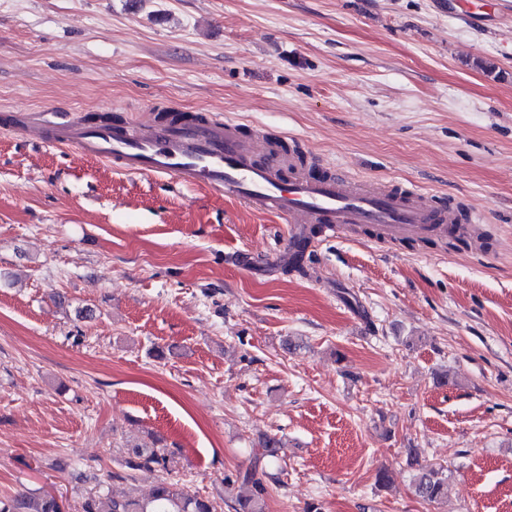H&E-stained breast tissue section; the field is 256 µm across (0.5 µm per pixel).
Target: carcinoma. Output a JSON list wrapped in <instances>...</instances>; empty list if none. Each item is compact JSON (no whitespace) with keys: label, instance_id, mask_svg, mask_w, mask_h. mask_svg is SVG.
<instances>
[{"label":"carcinoma","instance_id":"1","mask_svg":"<svg viewBox=\"0 0 512 512\" xmlns=\"http://www.w3.org/2000/svg\"><path fill=\"white\" fill-rule=\"evenodd\" d=\"M282 440L266 437L254 455V467L224 477V486L239 484L246 491L234 500V512H265L267 490L256 478V466L273 465L279 460ZM176 464V453L165 447L127 448L124 470L108 474V479L122 480L137 470H157L166 473L145 499H134L105 492L100 488L88 492L80 502V512H217L214 503L196 493H190L178 482L167 477ZM446 478L434 467L422 470L415 478L414 489L418 497L436 502L445 494ZM63 500L48 492L16 491L0 495V512H63Z\"/></svg>","mask_w":512,"mask_h":512}]
</instances>
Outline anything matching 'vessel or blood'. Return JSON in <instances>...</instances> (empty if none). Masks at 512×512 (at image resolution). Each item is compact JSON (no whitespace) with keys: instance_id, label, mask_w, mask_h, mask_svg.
<instances>
[{"instance_id":"b4317fda","label":"vessel or blood","mask_w":512,"mask_h":512,"mask_svg":"<svg viewBox=\"0 0 512 512\" xmlns=\"http://www.w3.org/2000/svg\"><path fill=\"white\" fill-rule=\"evenodd\" d=\"M48 145H69L86 159L108 161L129 174L169 177L207 187L246 207L274 213L291 225L289 259L305 253L311 234L325 237L365 226L379 241L426 239L482 223L413 189L364 184L313 155L300 140L277 150L260 130L238 119L197 112L184 119L158 114L123 124L97 120L49 126Z\"/></svg>"}]
</instances>
